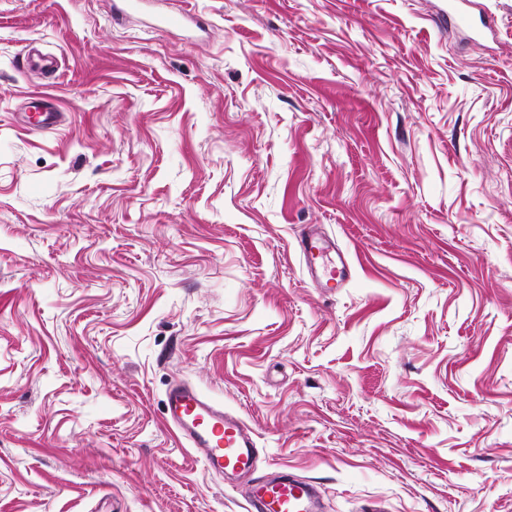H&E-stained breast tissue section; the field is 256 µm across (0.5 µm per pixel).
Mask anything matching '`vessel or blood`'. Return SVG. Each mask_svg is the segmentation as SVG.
I'll return each mask as SVG.
<instances>
[{"label": "vessel or blood", "mask_w": 512, "mask_h": 512, "mask_svg": "<svg viewBox=\"0 0 512 512\" xmlns=\"http://www.w3.org/2000/svg\"><path fill=\"white\" fill-rule=\"evenodd\" d=\"M297 248L311 269L347 280L348 264L337 263L336 247L313 229L297 238ZM166 421L179 443L194 452L207 472L240 475L257 462L255 434L235 411L214 403L186 382L172 384L165 394ZM248 512H316L317 488L288 473L253 484L248 491Z\"/></svg>", "instance_id": "vessel-or-blood-1"}]
</instances>
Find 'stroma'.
Instances as JSON below:
<instances>
[{
	"instance_id": "35a3bbf8",
	"label": "stroma",
	"mask_w": 512,
	"mask_h": 512,
	"mask_svg": "<svg viewBox=\"0 0 512 512\" xmlns=\"http://www.w3.org/2000/svg\"><path fill=\"white\" fill-rule=\"evenodd\" d=\"M122 3L0 0V512H246L177 380L322 512H512V0ZM296 243L300 255L311 270L322 269L330 276L329 279L333 280L337 267L340 282L349 278L350 267L341 257H339L340 266L336 265L335 244L325 240L315 230L309 228L302 231ZM166 421L212 474L240 475L257 462L255 434L235 411L214 403L186 382L172 384L165 394Z\"/></svg>"
}]
</instances>
